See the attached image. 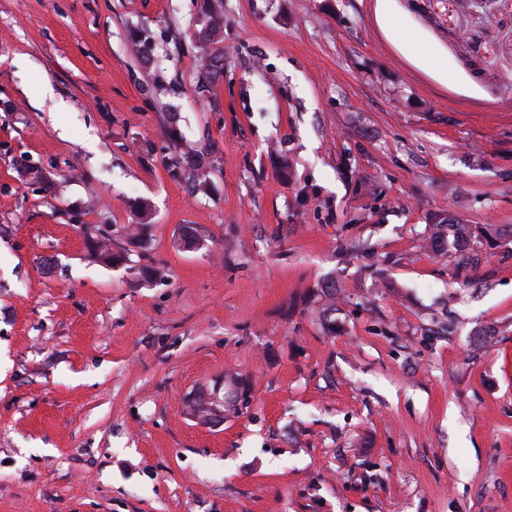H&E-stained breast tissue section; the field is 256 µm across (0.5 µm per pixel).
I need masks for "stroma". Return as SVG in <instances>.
Masks as SVG:
<instances>
[{
	"mask_svg": "<svg viewBox=\"0 0 512 512\" xmlns=\"http://www.w3.org/2000/svg\"><path fill=\"white\" fill-rule=\"evenodd\" d=\"M197 16L0 0V512H512V0H224L203 93ZM447 215L477 267L421 249ZM198 157L197 146L184 142L179 153L167 157L164 164L172 180L181 182L187 178L194 192L206 194L211 185V170ZM129 207L136 216L135 224H127L123 227L124 233L131 239H142L146 230L152 224V213L149 202L138 198L130 202ZM95 231L97 232L96 234L93 235L91 232H89L87 236V248L90 257L100 261L99 257L94 255L95 252L100 251L101 253H105L112 249V263L110 264L112 266H118L125 263L126 253L124 249L118 244L112 242V239L109 236L100 234L99 228H96ZM115 247L121 248L122 251L115 250ZM237 401L238 394L227 397L226 392H224V399L219 400L215 397L208 398V402L204 406V412H196L192 417L203 424L212 426L219 425L224 422L225 413L229 416L238 412Z\"/></svg>",
	"mask_w": 512,
	"mask_h": 512,
	"instance_id": "35a3bbf8",
	"label": "stroma"
}]
</instances>
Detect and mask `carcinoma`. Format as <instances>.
Returning <instances> with one entry per match:
<instances>
[{"label":"carcinoma","mask_w":512,"mask_h":512,"mask_svg":"<svg viewBox=\"0 0 512 512\" xmlns=\"http://www.w3.org/2000/svg\"><path fill=\"white\" fill-rule=\"evenodd\" d=\"M200 29L196 32L199 41L200 63L197 72V87L207 90L224 77V51L219 44L224 41V11L217 0H203L197 17ZM169 177L174 181L187 179L196 193H207L211 185V170L199 159V150L191 142H185L179 153L167 157L164 161ZM129 207L136 216V222L123 227L131 239H140L152 224L151 207L147 200L138 198L130 202ZM436 232L426 240L427 246L438 252L452 250L463 252V260L471 265L481 261V240L475 235L473 225L459 220H442L435 225ZM89 255L95 252H112V265L118 266L126 261L125 251L117 249V244L108 236L100 233L88 234Z\"/></svg>","instance_id":"cac0c4a2"}]
</instances>
